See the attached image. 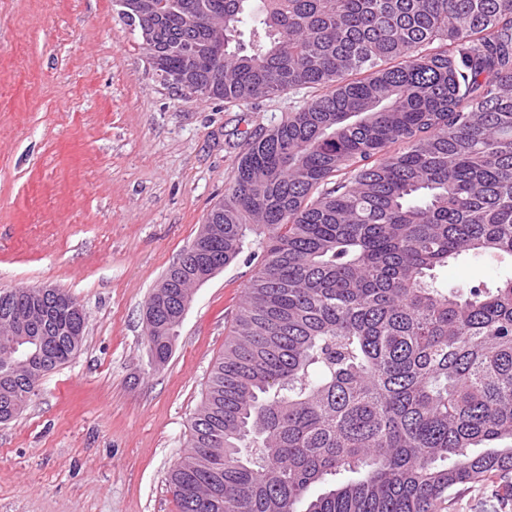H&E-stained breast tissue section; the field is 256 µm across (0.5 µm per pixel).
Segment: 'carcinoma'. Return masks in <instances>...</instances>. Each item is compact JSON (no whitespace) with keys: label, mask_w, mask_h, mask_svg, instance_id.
Returning a JSON list of instances; mask_svg holds the SVG:
<instances>
[{"label":"carcinoma","mask_w":512,"mask_h":512,"mask_svg":"<svg viewBox=\"0 0 512 512\" xmlns=\"http://www.w3.org/2000/svg\"><path fill=\"white\" fill-rule=\"evenodd\" d=\"M157 69L226 103L313 89L246 143L200 244L263 245L170 471L179 512H448L512 494V278L462 298L436 272L512 259V0H154ZM257 20L249 44L241 26ZM197 267L151 338L165 363ZM42 305L55 366L84 326ZM36 307L0 292V318ZM38 383L16 376L0 415ZM479 452H474V449ZM453 512H512V501H501L488 485L461 492Z\"/></svg>","instance_id":"cac0c4a2"}]
</instances>
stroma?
I'll list each match as a JSON object with an SVG mask.
<instances>
[{
    "label": "stroma",
    "mask_w": 512,
    "mask_h": 512,
    "mask_svg": "<svg viewBox=\"0 0 512 512\" xmlns=\"http://www.w3.org/2000/svg\"><path fill=\"white\" fill-rule=\"evenodd\" d=\"M312 95L199 99L155 74L115 0H0V291L48 284L86 314L81 350L0 423V512H178L166 476L259 262L196 287L162 365L146 303L246 140ZM510 277L472 258L439 274Z\"/></svg>",
    "instance_id": "1"
}]
</instances>
